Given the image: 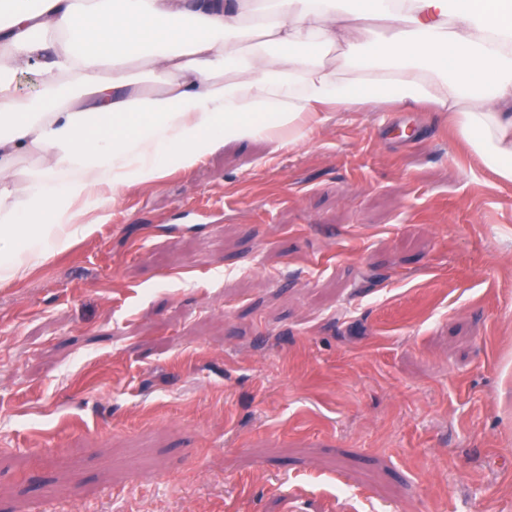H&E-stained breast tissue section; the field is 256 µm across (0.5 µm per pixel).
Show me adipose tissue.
<instances>
[{"label": "adipose tissue", "mask_w": 512, "mask_h": 512, "mask_svg": "<svg viewBox=\"0 0 512 512\" xmlns=\"http://www.w3.org/2000/svg\"><path fill=\"white\" fill-rule=\"evenodd\" d=\"M340 2L0 0V283L92 236L130 186L259 135L302 142L358 105H433L512 183V0ZM379 18L360 56L348 34ZM338 46L343 64L315 56Z\"/></svg>", "instance_id": "1"}]
</instances>
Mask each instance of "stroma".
I'll return each mask as SVG.
<instances>
[{"instance_id": "1", "label": "stroma", "mask_w": 512, "mask_h": 512, "mask_svg": "<svg viewBox=\"0 0 512 512\" xmlns=\"http://www.w3.org/2000/svg\"><path fill=\"white\" fill-rule=\"evenodd\" d=\"M512 512V184L357 106L127 188L0 284V512Z\"/></svg>"}]
</instances>
